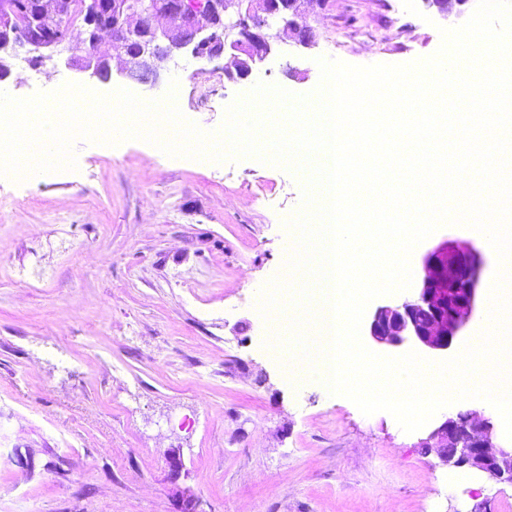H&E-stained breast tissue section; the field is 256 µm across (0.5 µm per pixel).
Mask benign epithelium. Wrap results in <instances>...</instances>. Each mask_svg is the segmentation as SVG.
Here are the masks:
<instances>
[{
	"mask_svg": "<svg viewBox=\"0 0 512 512\" xmlns=\"http://www.w3.org/2000/svg\"><path fill=\"white\" fill-rule=\"evenodd\" d=\"M140 0H112L110 21L101 0H86V37L76 42L49 26L63 16L70 0H39L24 33L0 39V66L10 71L12 61L37 46L40 62L67 55L69 64L90 81L111 80V60L117 72L142 84L154 85L161 71L177 55L199 61L227 59L224 75L239 81L248 78L280 43L310 48L315 36L304 23V7L325 0H149L151 26L139 35V26L127 25L121 17H137ZM17 32L9 0L0 3V33ZM111 42L101 51V36ZM480 255L470 243H443L422 260L419 287L400 304L380 305L366 321L367 336L375 343L398 350L413 345L428 353L451 348L460 330L471 318L475 305ZM450 469L480 473L501 484L512 485V448L498 445L491 418L476 412L447 415L424 441ZM178 512H200L198 500L184 488L174 487Z\"/></svg>",
	"mask_w": 512,
	"mask_h": 512,
	"instance_id": "7a95c632",
	"label": "benign epithelium"
}]
</instances>
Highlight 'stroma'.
<instances>
[{
    "label": "stroma",
    "instance_id": "obj_1",
    "mask_svg": "<svg viewBox=\"0 0 512 512\" xmlns=\"http://www.w3.org/2000/svg\"><path fill=\"white\" fill-rule=\"evenodd\" d=\"M475 8L446 17L423 0H328L308 19L314 47L281 45L247 80L225 79L223 61L179 57L155 85L116 74L92 86L153 98L177 82L182 115L213 133L258 82L305 95L321 56L430 57L441 28ZM66 83L88 82L61 58L18 64L5 86L26 98ZM73 152L76 169L0 177V512H176V485L202 512H512V486L419 446L460 405L407 433L388 412L364 415L323 382L284 374L270 352L277 314L260 312L259 293L281 274L303 174L253 157H171L139 139H82ZM443 242L482 258L455 355L497 260L478 231L447 225L412 264ZM47 341L67 362L45 354L31 365Z\"/></svg>",
    "mask_w": 512,
    "mask_h": 512
}]
</instances>
